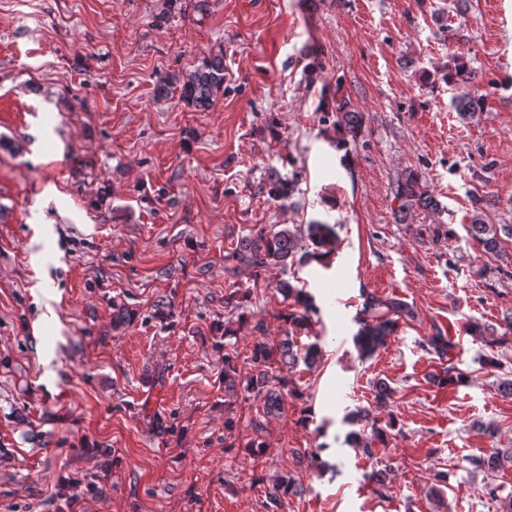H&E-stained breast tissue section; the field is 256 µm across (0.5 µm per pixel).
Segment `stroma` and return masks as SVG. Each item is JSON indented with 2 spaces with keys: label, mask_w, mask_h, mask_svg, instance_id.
Wrapping results in <instances>:
<instances>
[{
  "label": "stroma",
  "mask_w": 512,
  "mask_h": 512,
  "mask_svg": "<svg viewBox=\"0 0 512 512\" xmlns=\"http://www.w3.org/2000/svg\"><path fill=\"white\" fill-rule=\"evenodd\" d=\"M465 5L0 0V512H52L62 475L84 512H267L286 475L299 491L280 512H504L512 466L470 460L512 448V339L494 335L512 278L464 226L475 196L487 223L512 224V0ZM219 47L213 106L158 94ZM458 55L483 94L472 119L440 78ZM341 97L365 114L346 153L323 120ZM407 167L441 214L397 220L391 185ZM273 169L295 177L292 196L263 193ZM315 221L337 227L330 268L252 279L229 258L253 226ZM294 277L320 309L304 330L280 290ZM366 291L414 316L363 361ZM438 330L453 339L443 358L424 349ZM288 337L320 359L286 373L281 413L244 392L225 405V356L247 377L254 343ZM448 366L466 382L438 385ZM363 409L393 430L370 458L346 442ZM389 456L385 496L363 502L365 473ZM489 480L498 498L482 494Z\"/></svg>",
  "instance_id": "obj_1"
}]
</instances>
